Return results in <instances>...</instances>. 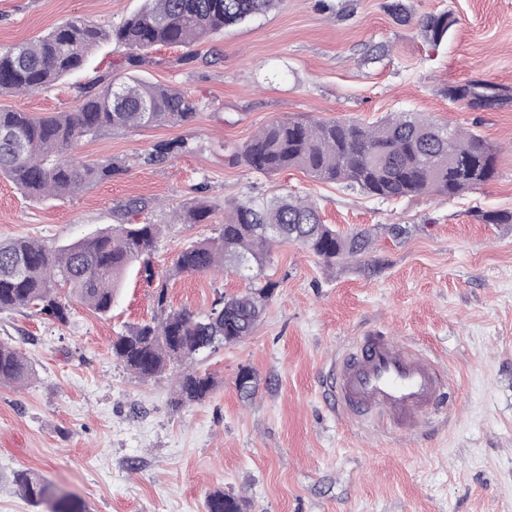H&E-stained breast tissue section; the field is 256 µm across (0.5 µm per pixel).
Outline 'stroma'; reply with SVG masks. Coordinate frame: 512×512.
I'll return each mask as SVG.
<instances>
[{"mask_svg":"<svg viewBox=\"0 0 512 512\" xmlns=\"http://www.w3.org/2000/svg\"><path fill=\"white\" fill-rule=\"evenodd\" d=\"M396 25L386 0H283L280 7L189 46L145 51L136 73L188 92L199 104L184 125L105 132L73 157L122 160L111 179L63 200L32 199L0 177V241L50 246L115 224L131 198L154 202L162 225L152 267L168 271L192 243L217 236L224 206L247 196L315 201L339 231L372 227L371 252L330 267L295 243L275 245L276 282L250 336L197 355L214 382L200 403L172 404L174 376L143 381L112 354L130 325L150 321L153 289L130 268L102 317L72 303L67 323L32 309L0 312V342L33 365L25 385L0 383V512H42L18 488L32 471L80 499L88 512H205L209 494L239 497L244 512H512V224L478 210L512 211V0H403ZM141 0H0V45L33 40L73 18L109 29ZM452 12L433 44L421 22ZM126 47L92 51L83 70L29 93L0 94V109L70 112L126 70ZM486 81L504 93L492 109L448 99L455 84ZM399 112L480 135L497 147L496 180L456 198L383 201L288 169L267 176L229 163L278 119L377 122ZM189 151L147 164L162 141ZM204 193L207 223L174 213ZM408 226L393 238L386 225ZM231 273H186L168 284L172 309L210 310L246 292ZM373 327L430 353L456 400L411 436L377 418L352 424L328 404L338 346ZM260 381L241 399L240 368Z\"/></svg>","mask_w":512,"mask_h":512,"instance_id":"obj_1","label":"stroma"}]
</instances>
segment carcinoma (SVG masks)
<instances>
[{
  "instance_id": "cac0c4a2",
  "label": "carcinoma",
  "mask_w": 512,
  "mask_h": 512,
  "mask_svg": "<svg viewBox=\"0 0 512 512\" xmlns=\"http://www.w3.org/2000/svg\"><path fill=\"white\" fill-rule=\"evenodd\" d=\"M284 0H142L139 10L107 32L81 19L69 20L36 40L0 47V92H33L80 69L100 43L112 40L126 47L127 64L142 63L141 52L157 45H190L224 28L279 7ZM399 25L411 16L402 0L385 4ZM454 19L448 13L422 22L430 41H442ZM448 98L472 107L490 108L503 94L488 82L450 85ZM198 102L188 93L143 78L112 77L73 112L38 118L30 112L0 109V176L7 177L31 198L67 197L124 171V163L74 162L64 158L81 139L107 131L183 125L197 115ZM188 150L185 140L163 141L144 158L151 163ZM229 161L274 175L298 169L319 182L382 200L436 195L454 198L488 184L498 176L497 149L474 133L437 125L415 114L400 113L373 125L350 120H278L242 146H224ZM149 202L128 200L115 211L117 223L93 237L49 247L28 238L0 242V311L33 307L60 323L68 321L69 303L59 295L62 285L73 298L101 315L132 264L142 265L154 279L149 256L161 233L158 224H132L129 217ZM213 205L197 201L179 212L182 224H202ZM488 224H512L511 211H477ZM373 231L357 228L342 234L323 223L315 203L298 197L248 199L224 207L218 236L201 240L175 261L169 276L230 270L249 281L248 292L218 298L203 316L168 308L167 280L157 284V314L135 324L112 341V353L140 378H154L179 369L175 405L202 401L212 381L191 368L195 356L215 345L240 341L261 321L277 283L264 276L274 242H295L328 265L370 252ZM30 362L13 346L0 343V382L23 385L32 377ZM236 389L243 399L257 390L253 371L242 368ZM24 496L45 505V512H85L74 497L57 494L38 473L17 477ZM206 512H242L239 499L211 494Z\"/></svg>"
}]
</instances>
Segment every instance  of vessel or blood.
<instances>
[{"mask_svg":"<svg viewBox=\"0 0 512 512\" xmlns=\"http://www.w3.org/2000/svg\"><path fill=\"white\" fill-rule=\"evenodd\" d=\"M452 398L430 359L401 348L380 328L369 330L336 364L333 404L356 421L381 415L409 432Z\"/></svg>","mask_w":512,"mask_h":512,"instance_id":"b4317fda","label":"vessel or blood"}]
</instances>
